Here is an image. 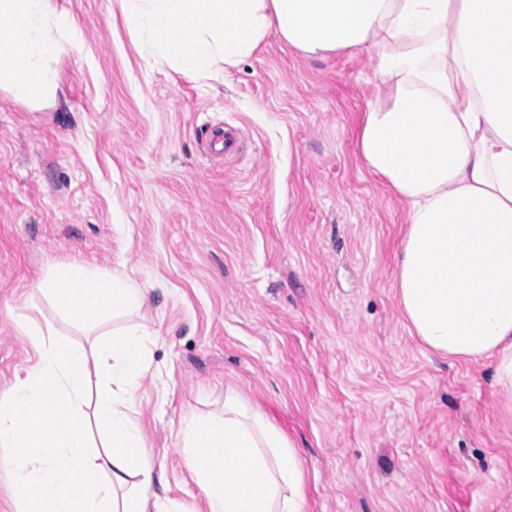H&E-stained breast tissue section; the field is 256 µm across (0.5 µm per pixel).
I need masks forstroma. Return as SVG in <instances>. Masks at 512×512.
Here are the masks:
<instances>
[{
  "label": "stroma",
  "instance_id": "obj_1",
  "mask_svg": "<svg viewBox=\"0 0 512 512\" xmlns=\"http://www.w3.org/2000/svg\"><path fill=\"white\" fill-rule=\"evenodd\" d=\"M56 2L84 39L56 99L0 92V399L38 359L18 319L86 346L131 323L59 317L47 260L114 271L145 290L138 418L171 512L203 509L180 422L223 414L228 389L295 445L306 512H512L491 361L427 349L398 305L407 205L356 150L383 93L370 54L273 35L206 82L148 64L116 0Z\"/></svg>",
  "mask_w": 512,
  "mask_h": 512
}]
</instances>
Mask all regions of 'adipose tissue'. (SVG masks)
<instances>
[{
  "mask_svg": "<svg viewBox=\"0 0 512 512\" xmlns=\"http://www.w3.org/2000/svg\"><path fill=\"white\" fill-rule=\"evenodd\" d=\"M146 60L217 78L272 34L308 57L368 51L384 92L357 151L408 205L396 251L397 297L432 350L493 362L512 409V0H119ZM54 0H0V90L37 109L59 88L58 61L82 47ZM40 291L79 325L133 316L127 278L48 260ZM38 362L0 400V467L21 512H169L137 420L152 332L129 325L92 348L28 321ZM93 412H86L88 392ZM177 451L204 512H305L290 440L235 392L224 414L183 418Z\"/></svg>",
  "mask_w": 512,
  "mask_h": 512,
  "instance_id": "adipose-tissue-1",
  "label": "adipose tissue"
}]
</instances>
